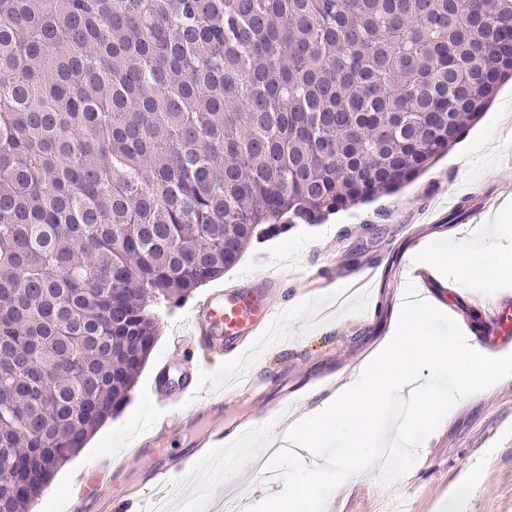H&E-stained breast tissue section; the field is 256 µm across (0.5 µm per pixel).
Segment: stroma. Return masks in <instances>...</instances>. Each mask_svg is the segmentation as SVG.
I'll return each mask as SVG.
<instances>
[{"instance_id":"obj_1","label":"stroma","mask_w":512,"mask_h":512,"mask_svg":"<svg viewBox=\"0 0 512 512\" xmlns=\"http://www.w3.org/2000/svg\"><path fill=\"white\" fill-rule=\"evenodd\" d=\"M461 205L469 211L468 220L456 217ZM415 224L427 225L429 238L450 245L483 241L493 228V248L512 249V80L500 85L480 121L447 155L400 191L254 244L225 272L227 283L280 272L288 287L272 336L257 337L241 362L212 354L194 361L205 392L245 372L258 378V389L225 403L223 418L197 410L188 419L189 427L220 420L225 433L231 434L248 418L257 426L280 417L296 420L329 398L328 376L348 375L390 328L393 311L404 296L408 259L417 247L409 236ZM377 260L382 266L367 290L342 282L315 296L303 290L308 271H352ZM436 295L437 304L450 309L465 298L512 302V274L494 289L444 280ZM191 308L188 302L172 309L153 306L160 332L129 399L54 472L48 486L55 490V498L39 496L29 512H66L68 489L76 475L102 453L118 457L127 451L154 414L151 384L161 361L174 358L175 337L188 335ZM298 387L303 395L297 405L277 411L276 401ZM282 488V481H267L247 467L215 489L210 505L220 512L224 501L235 500L239 512H248ZM460 489L465 492L462 512H512V377L473 394L440 422L406 475L384 485L377 468L363 471L341 485L325 512H388L396 503L404 504L407 512H434L447 508L449 496Z\"/></svg>"}]
</instances>
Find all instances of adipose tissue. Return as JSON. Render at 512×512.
<instances>
[{
    "instance_id": "ef3b65f1",
    "label": "adipose tissue",
    "mask_w": 512,
    "mask_h": 512,
    "mask_svg": "<svg viewBox=\"0 0 512 512\" xmlns=\"http://www.w3.org/2000/svg\"><path fill=\"white\" fill-rule=\"evenodd\" d=\"M424 255L431 264L454 272L461 283L479 277L493 288L505 272L512 270V253L498 252L486 243H464L455 247L433 243L425 249Z\"/></svg>"
}]
</instances>
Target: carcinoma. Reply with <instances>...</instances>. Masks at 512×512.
I'll return each instance as SVG.
<instances>
[{
    "mask_svg": "<svg viewBox=\"0 0 512 512\" xmlns=\"http://www.w3.org/2000/svg\"><path fill=\"white\" fill-rule=\"evenodd\" d=\"M512 78V0H0V512L132 391L156 300L390 194Z\"/></svg>",
    "mask_w": 512,
    "mask_h": 512,
    "instance_id": "1",
    "label": "carcinoma"
}]
</instances>
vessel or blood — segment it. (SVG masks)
<instances>
[{"label":"vessel or blood","mask_w":512,"mask_h":512,"mask_svg":"<svg viewBox=\"0 0 512 512\" xmlns=\"http://www.w3.org/2000/svg\"><path fill=\"white\" fill-rule=\"evenodd\" d=\"M285 283L284 276L269 275L254 281L245 279L212 291L192 309V339L202 351L231 360L239 358L255 337L267 334L276 322L281 310L276 297ZM481 307L485 327L480 333V344L491 351L512 347V306L485 301ZM199 390L198 380L192 376L179 378L171 395L164 394L161 386H153L154 399L157 405L166 408L167 414L137 439L138 451L123 461V468L137 467L141 459L140 449L151 448L159 462L149 469L148 477L150 481L162 483L172 472L192 467L200 459L202 449L223 445L224 427L215 424L194 441L188 455L173 457L167 453L165 433L172 425L183 422L176 412L177 407L191 409L202 403L211 412L223 413V394L204 399L200 397ZM114 472L112 458L106 455L94 464L92 471L79 474L70 488L75 505L94 502L100 504L103 512H121L130 491L117 483Z\"/></svg>","instance_id":"vessel-or-blood-1"}]
</instances>
